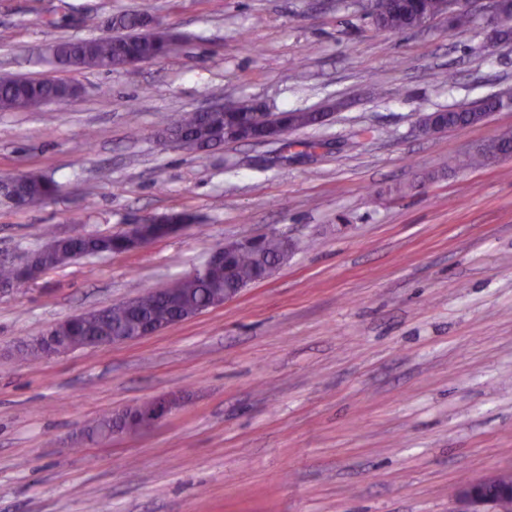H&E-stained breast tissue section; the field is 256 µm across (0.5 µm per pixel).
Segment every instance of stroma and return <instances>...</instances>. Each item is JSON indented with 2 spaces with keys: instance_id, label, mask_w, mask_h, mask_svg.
Here are the masks:
<instances>
[{
  "instance_id": "obj_1",
  "label": "stroma",
  "mask_w": 512,
  "mask_h": 512,
  "mask_svg": "<svg viewBox=\"0 0 512 512\" xmlns=\"http://www.w3.org/2000/svg\"><path fill=\"white\" fill-rule=\"evenodd\" d=\"M370 4L0 0V72L81 88L0 112V177L62 185L27 208L0 195V263L54 236L197 218L0 292V512H454L462 483L512 470V159L468 164L512 109L419 128L512 89V44L485 50L480 0L469 23L403 33L374 28ZM124 11L187 40L111 72L51 60L55 41L104 36ZM215 90L329 118L275 143H159ZM269 231L292 242L287 260L222 305L133 342L20 352ZM159 397L178 402L160 423L88 436ZM165 222L164 216L152 217L140 220L131 225L130 230L125 236L126 252L134 251L144 247L154 239L150 232L152 227L158 226L162 229L166 237H171L180 233L188 224H160Z\"/></svg>"
}]
</instances>
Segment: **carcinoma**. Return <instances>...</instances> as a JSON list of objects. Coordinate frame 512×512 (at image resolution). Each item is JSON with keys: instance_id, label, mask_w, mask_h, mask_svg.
Returning a JSON list of instances; mask_svg holds the SVG:
<instances>
[{"instance_id": "obj_1", "label": "carcinoma", "mask_w": 512, "mask_h": 512, "mask_svg": "<svg viewBox=\"0 0 512 512\" xmlns=\"http://www.w3.org/2000/svg\"><path fill=\"white\" fill-rule=\"evenodd\" d=\"M447 0H377L378 13L373 24L382 30L401 33L422 28L428 21L444 14ZM148 14L137 12L118 14L107 18L105 25L113 34L97 39H67L53 45L58 53V64L79 69H120L127 59L156 60L173 51L177 38L171 33L150 29L145 18ZM496 28L504 42L512 40V0H501L496 17ZM67 83L55 80L28 79L4 74L0 76V111L29 112L53 102L65 92ZM500 97L491 96L481 103L461 109L445 111L448 127L464 129L476 125L490 113L501 110ZM275 122L287 131L318 124L316 113L283 111L270 113L258 105L243 101L235 112L215 113L206 118L198 112H186L169 126L181 134L179 148L198 152L204 144L219 146L232 141L225 128L233 124H249L258 129ZM20 190L29 203L39 204L60 193L59 184L46 175L29 171L21 175ZM119 235H85L77 233L44 253L39 263L53 269L82 256H99L121 252ZM285 259V245L277 235L264 239L255 248L238 252L228 258L229 273L221 265L211 266L197 276L181 278L164 291L149 290L140 294L141 311L130 315L123 305H111L86 315L81 335L133 336L140 326L152 324L165 326L181 322L200 309L214 306L226 288L256 283L260 273ZM10 283L19 287L24 283L21 269L0 265V284Z\"/></svg>"}]
</instances>
